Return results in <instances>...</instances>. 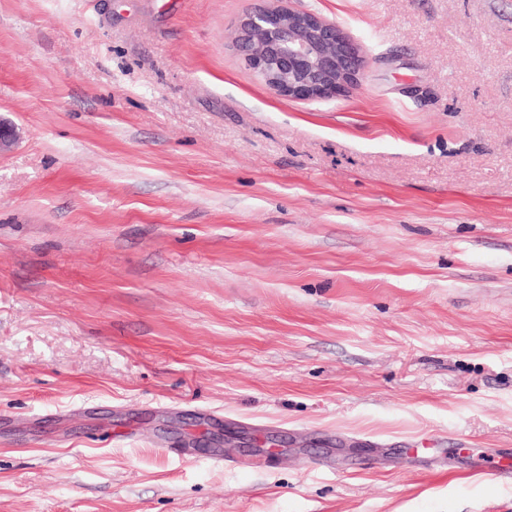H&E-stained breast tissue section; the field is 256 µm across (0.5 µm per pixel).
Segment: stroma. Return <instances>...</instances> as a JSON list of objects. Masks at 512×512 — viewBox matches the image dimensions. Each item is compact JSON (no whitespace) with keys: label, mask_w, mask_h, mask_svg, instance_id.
Masks as SVG:
<instances>
[{"label":"stroma","mask_w":512,"mask_h":512,"mask_svg":"<svg viewBox=\"0 0 512 512\" xmlns=\"http://www.w3.org/2000/svg\"><path fill=\"white\" fill-rule=\"evenodd\" d=\"M256 2L0 0V512H512V0ZM241 17L236 43L245 64L278 95L311 100L354 85L366 59L334 23L287 1H259Z\"/></svg>","instance_id":"1"}]
</instances>
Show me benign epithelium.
I'll use <instances>...</instances> for the list:
<instances>
[{
    "mask_svg": "<svg viewBox=\"0 0 512 512\" xmlns=\"http://www.w3.org/2000/svg\"><path fill=\"white\" fill-rule=\"evenodd\" d=\"M236 43L245 64L278 95L324 98L354 85L366 59L335 24L285 0L261 2L241 17Z\"/></svg>",
    "mask_w": 512,
    "mask_h": 512,
    "instance_id": "benign-epithelium-1",
    "label": "benign epithelium"
}]
</instances>
